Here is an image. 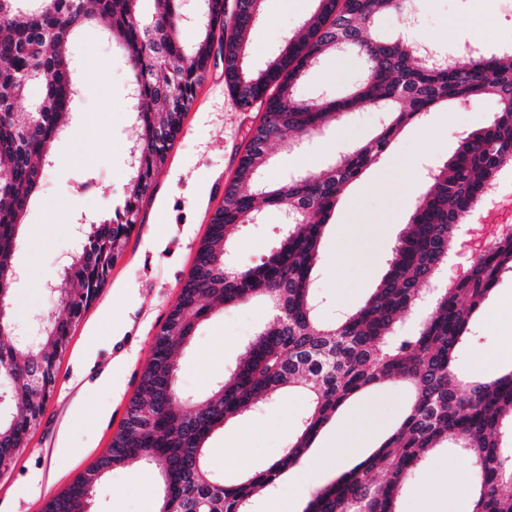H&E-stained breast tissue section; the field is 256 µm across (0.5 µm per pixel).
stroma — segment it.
I'll return each instance as SVG.
<instances>
[{
    "label": "stroma",
    "instance_id": "obj_1",
    "mask_svg": "<svg viewBox=\"0 0 512 512\" xmlns=\"http://www.w3.org/2000/svg\"><path fill=\"white\" fill-rule=\"evenodd\" d=\"M315 0H264L263 17L247 44L246 65L264 69L288 32L298 28ZM419 39L444 52L460 54L480 43L492 54L512 47V0H414ZM69 52L84 78L69 129L54 143L55 164L21 218L14 255L17 276L8 297L14 323L37 327L57 315V296L44 284L61 281L62 265L72 250L79 215L109 218L126 195L131 110L123 57L97 30L69 42ZM364 75L361 59L350 52L326 57L299 84L310 103L345 95ZM497 105L453 102L404 127L389 153L344 193L347 207H336L324 230L321 261L312 281L319 301L318 319L331 324L362 306L387 270V260L409 222L414 204L426 193L430 174L457 150L462 137L485 125ZM260 107L241 109L216 64L202 77L182 132L168 151L141 212L142 222L113 264L105 288L72 327L57 363L52 396L30 431L14 463L0 470V512H43L46 502L84 475L109 448L122 425L154 338L177 300L182 281L194 265L210 219L224 203V187L236 172L249 134L261 118ZM388 116L363 105L335 126L287 150L273 146L262 178L284 180L292 173L317 171L332 164L348 146L372 136ZM479 213L461 224L454 250L470 248L492 233L494 225L512 224V169H504L488 187ZM280 212H267L262 223L246 226L236 237L234 264H255L277 245ZM512 297V272L503 274L471 323L472 340L457 356L461 376L474 360L501 343L500 300ZM271 318L265 302L216 308L179 354L182 393L190 400L207 397L241 358L249 340ZM499 352V350H498ZM128 355L120 387L103 375L113 358ZM512 370V353L499 352L486 376ZM408 389L377 387L354 399L320 433L306 461L316 470L315 486L334 481L371 454L399 425L408 405ZM306 408L304 395L283 393L263 412L227 422L208 444V461L225 483L245 471H260L287 448ZM362 413L373 434L353 456L330 461L322 450L337 441L347 418ZM71 454L58 458L57 451ZM472 459L451 448L431 454L408 480L401 512H428L436 482L449 486L437 512H459L473 485L454 484L457 473L473 476ZM162 480L158 467L135 461L117 467L98 484L94 512H158Z\"/></svg>",
    "mask_w": 512,
    "mask_h": 512
}]
</instances>
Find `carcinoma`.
Masks as SVG:
<instances>
[{
    "label": "carcinoma",
    "instance_id": "cac0c4a2",
    "mask_svg": "<svg viewBox=\"0 0 512 512\" xmlns=\"http://www.w3.org/2000/svg\"><path fill=\"white\" fill-rule=\"evenodd\" d=\"M0 0V297L13 279L20 218L65 130L75 94V64L66 44L95 26L122 49L137 108L127 195L123 206L92 224L83 242L89 257L65 274L63 312L44 327L34 349L0 336V377L16 400L0 418V460H14L37 423L54 387V370L72 329L103 288L112 264L139 222L155 177L182 129L195 85L224 45V81L240 107H264L259 127L268 145L293 135H314L327 124L374 103L390 112L388 124L349 148L317 173L284 182H261L267 148L248 142L224 205L212 215L208 236L182 283L169 316L180 328H160L127 417L97 461L104 472L133 460L160 465L159 512H248L250 498L299 465L320 430L351 398L388 382L409 385L405 416L379 448L337 480L318 488L303 512H400L408 477L436 448L453 445L476 464L470 512H512V371L494 378L463 379L455 368L469 339L473 315L501 275L512 271V235L497 238L453 291L435 292L423 320L409 335L400 317L422 305L448 266L459 224L479 206L487 187L512 166V50L469 54L449 63L431 60L401 39L369 34L377 18L401 15L403 0H316L315 11L285 38L279 55L258 74L243 66L246 38L255 26L241 0L227 14L226 0H203L205 16L192 46L180 31L181 0ZM365 61L363 80L346 96L315 106L298 94L309 63L339 52L340 39ZM43 92L38 109L15 111L31 77ZM498 103L489 123L462 138L454 155L431 174V186L414 205L410 224L388 259V268L366 302L333 325L316 317L311 284L324 227L345 190L386 155L398 132L451 100ZM287 206L293 222L258 264L229 268L231 232L263 210ZM262 299L271 319L249 341L243 357L206 399L180 406L176 354L216 306ZM308 383V407L288 448L266 469L226 484L211 470L206 447L224 424L274 401L285 389ZM90 496L82 478L53 497L49 512H78Z\"/></svg>",
    "mask_w": 512,
    "mask_h": 512
}]
</instances>
